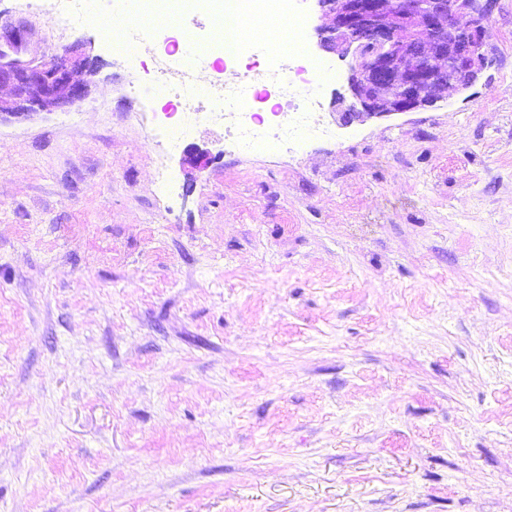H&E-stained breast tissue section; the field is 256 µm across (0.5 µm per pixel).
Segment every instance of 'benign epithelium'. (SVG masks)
<instances>
[{"mask_svg": "<svg viewBox=\"0 0 512 512\" xmlns=\"http://www.w3.org/2000/svg\"><path fill=\"white\" fill-rule=\"evenodd\" d=\"M328 22L318 46L341 59L350 103L344 126L431 107L448 91L473 87L491 59L486 50L493 0H316ZM97 68L77 54L32 65L0 53V123L53 112L83 100Z\"/></svg>", "mask_w": 512, "mask_h": 512, "instance_id": "1", "label": "benign epithelium"}]
</instances>
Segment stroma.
Returning a JSON list of instances; mask_svg holds the SVG:
<instances>
[{"mask_svg":"<svg viewBox=\"0 0 512 512\" xmlns=\"http://www.w3.org/2000/svg\"><path fill=\"white\" fill-rule=\"evenodd\" d=\"M304 13L309 136L241 153L234 87L160 135L159 38L0 0L10 57L99 64L0 124V512H512V0L474 87L347 127ZM292 50H289L291 52ZM288 50L285 53H289ZM288 60L292 61L293 72L303 86L306 95L310 90L317 86L326 76L325 68L317 61L312 59L306 51L291 52L288 54Z\"/></svg>","mask_w":512,"mask_h":512,"instance_id":"35a3bbf8","label":"stroma"}]
</instances>
